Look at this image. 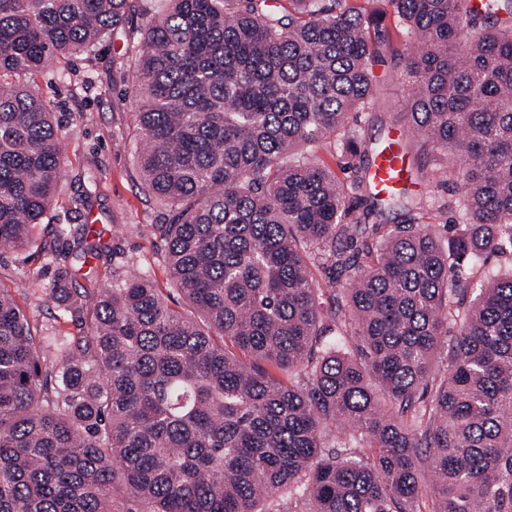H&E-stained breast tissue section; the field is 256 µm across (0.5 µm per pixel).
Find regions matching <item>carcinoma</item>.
Segmentation results:
<instances>
[{"label": "carcinoma", "instance_id": "cac0c4a2", "mask_svg": "<svg viewBox=\"0 0 512 512\" xmlns=\"http://www.w3.org/2000/svg\"><path fill=\"white\" fill-rule=\"evenodd\" d=\"M157 2L133 93L172 288L62 272L48 364L0 289V512H512V0H389L417 41L403 116L456 206L373 188L380 0ZM133 13L0 0L1 251L53 254L35 76ZM330 140L339 169L299 156Z\"/></svg>", "mask_w": 512, "mask_h": 512}]
</instances>
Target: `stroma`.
Here are the masks:
<instances>
[{
    "label": "stroma",
    "instance_id": "1",
    "mask_svg": "<svg viewBox=\"0 0 512 512\" xmlns=\"http://www.w3.org/2000/svg\"><path fill=\"white\" fill-rule=\"evenodd\" d=\"M408 50L402 39H394L374 65L381 106L377 120L363 123L362 129L366 138L383 141L403 130L411 162L423 174L422 179L410 181L411 194L427 202L453 200L455 190L433 178L440 163L438 153L421 148L399 117L408 92L401 55ZM134 62V43L119 29L108 33L91 54L55 59L36 78L55 112L63 151V178L46 221L75 226L97 217L93 230L104 246L100 257L83 265L76 262L73 247L64 238H52L55 255L50 259L29 251L0 253V288L11 293L41 335L71 328L44 294L57 269L70 270L79 280L91 272L102 283L110 282L117 269L143 270L157 287L169 285L156 231L166 211L144 190L135 159ZM82 196L88 199L83 206L78 203Z\"/></svg>",
    "mask_w": 512,
    "mask_h": 512
}]
</instances>
